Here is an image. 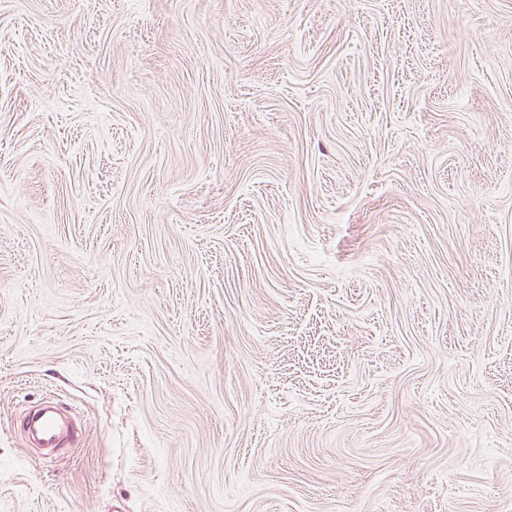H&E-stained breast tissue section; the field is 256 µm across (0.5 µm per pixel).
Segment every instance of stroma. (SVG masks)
<instances>
[{"label":"stroma","mask_w":512,"mask_h":512,"mask_svg":"<svg viewBox=\"0 0 512 512\" xmlns=\"http://www.w3.org/2000/svg\"><path fill=\"white\" fill-rule=\"evenodd\" d=\"M0 512H512V0H0ZM62 408L57 404L40 406L25 417L24 433L33 438L42 448H74L79 435L73 425L71 429L63 420Z\"/></svg>","instance_id":"stroma-1"}]
</instances>
